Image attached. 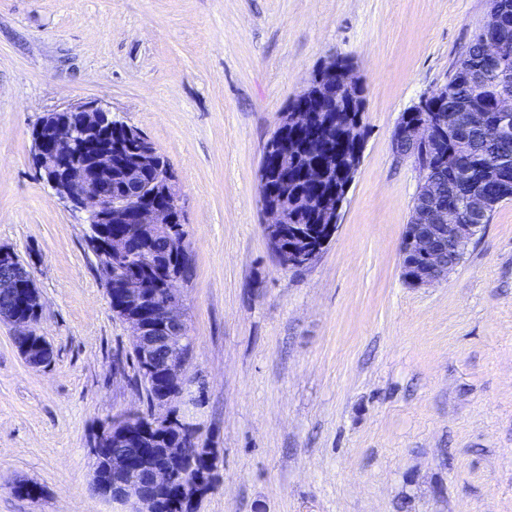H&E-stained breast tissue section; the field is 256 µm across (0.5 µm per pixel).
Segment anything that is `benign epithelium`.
<instances>
[{
	"instance_id": "7a95c632",
	"label": "benign epithelium",
	"mask_w": 512,
	"mask_h": 512,
	"mask_svg": "<svg viewBox=\"0 0 512 512\" xmlns=\"http://www.w3.org/2000/svg\"><path fill=\"white\" fill-rule=\"evenodd\" d=\"M485 67L480 77L490 82L492 71L508 72V57L496 40L483 42ZM357 90L361 81L351 67L339 68L336 59L324 62L319 75L307 82L303 104L280 113L273 136L266 144L265 156L272 157V168L282 170L280 146L288 143V133L300 127H313L315 115L307 104L321 103L336 89V84ZM458 132L461 126L442 118L438 121L416 120L400 124L395 144L411 148L424 147L436 140L444 127ZM123 128L127 136L136 129L112 114L103 99H93L42 117L32 131L34 160L43 172L53 194L71 211L81 215L88 225L89 241L99 265L107 271L108 297L129 330L132 349L141 372L156 385L148 425L136 426L141 418L137 412L114 416L104 422L94 441L92 455L106 464L107 479L93 473L92 490L124 507L125 512H161L163 504L171 508L195 512L197 502L208 494L212 452L200 450L193 465V478L176 480L177 468L183 458V441L195 436L193 425L177 414V404L188 385L186 364L191 354L189 325L177 285L185 280L183 264L169 270L163 280L152 288L136 272L112 274V261L122 257L127 248V235L121 224H132L138 234L152 243L155 236L175 223V210L182 198L169 167L159 163L154 146L147 142L128 158L120 144H112V129ZM362 153H354L343 179L320 198H278L263 205L267 220L264 233L275 248L279 263L285 268H303L312 264L332 241L338 230L340 209L353 177L361 163ZM154 168L151 187L144 183V173ZM417 195L432 202L441 196L436 178L422 170ZM506 191L475 194L469 198L470 211L484 214L495 202L501 203ZM315 210L319 224L326 226L325 236L315 248L301 244L282 245L288 211ZM452 206L433 205L421 216V223L405 226L401 257L418 262V274L405 282L413 287L430 286L448 277L460 263L464 250L482 230L481 224H460ZM0 295L11 305L0 307V322L14 329L13 343L24 362L32 368L50 363L53 348L39 333L38 323L29 314H40L42 297L34 277L14 251L0 248ZM174 434L181 440L161 449V460L152 461L148 446L157 438Z\"/></svg>"
}]
</instances>
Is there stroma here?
<instances>
[{
  "label": "stroma",
  "mask_w": 512,
  "mask_h": 512,
  "mask_svg": "<svg viewBox=\"0 0 512 512\" xmlns=\"http://www.w3.org/2000/svg\"><path fill=\"white\" fill-rule=\"evenodd\" d=\"M489 0H0V247L30 269L52 362L0 323V512H121L93 438L146 407L86 225L41 180L31 133L96 98L168 158L192 272L181 415L217 458L196 512H512V201L447 280L405 283L419 171L403 112L450 77ZM365 87L338 231L309 266L264 235L259 166L324 61ZM20 481L41 488L18 497Z\"/></svg>",
  "instance_id": "stroma-1"
}]
</instances>
